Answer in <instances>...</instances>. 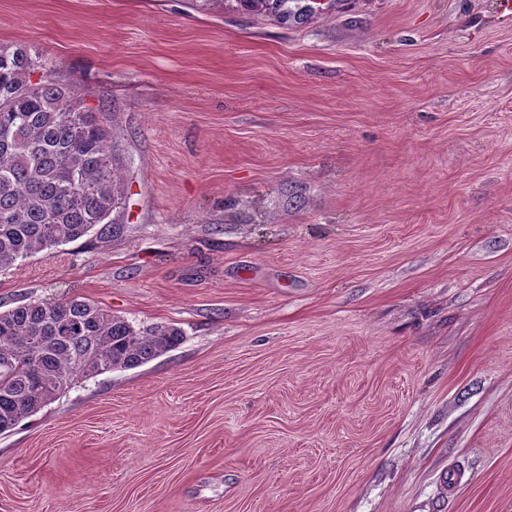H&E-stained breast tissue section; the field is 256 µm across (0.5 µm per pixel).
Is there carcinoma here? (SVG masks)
<instances>
[{
	"mask_svg": "<svg viewBox=\"0 0 512 512\" xmlns=\"http://www.w3.org/2000/svg\"><path fill=\"white\" fill-rule=\"evenodd\" d=\"M122 168L101 111L27 46L0 43V270L91 232L117 236ZM182 340L175 326L136 325L80 296L0 311V433L78 381L139 367Z\"/></svg>",
	"mask_w": 512,
	"mask_h": 512,
	"instance_id": "obj_1",
	"label": "carcinoma"
}]
</instances>
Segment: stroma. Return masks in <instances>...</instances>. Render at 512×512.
<instances>
[{"label":"stroma","mask_w":512,"mask_h":512,"mask_svg":"<svg viewBox=\"0 0 512 512\" xmlns=\"http://www.w3.org/2000/svg\"><path fill=\"white\" fill-rule=\"evenodd\" d=\"M501 2L0 0L128 188L120 234L1 271L0 310L184 333L1 434L0 512H512Z\"/></svg>","instance_id":"obj_1"}]
</instances>
